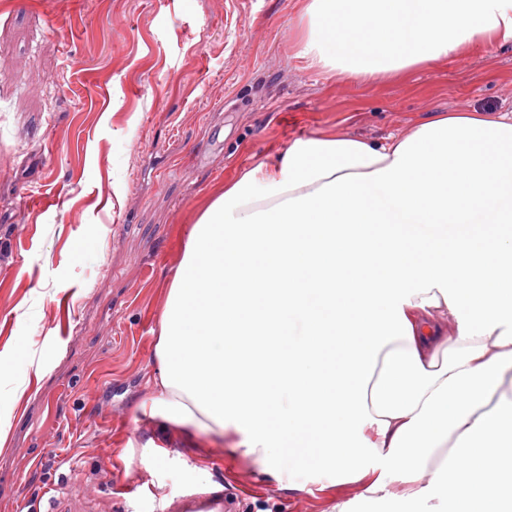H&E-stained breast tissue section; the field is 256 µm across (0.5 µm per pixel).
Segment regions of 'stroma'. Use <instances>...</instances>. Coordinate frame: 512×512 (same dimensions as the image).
I'll use <instances>...</instances> for the list:
<instances>
[{
	"instance_id": "35a3bbf8",
	"label": "stroma",
	"mask_w": 512,
	"mask_h": 512,
	"mask_svg": "<svg viewBox=\"0 0 512 512\" xmlns=\"http://www.w3.org/2000/svg\"><path fill=\"white\" fill-rule=\"evenodd\" d=\"M306 0H0V512H429L383 473L283 486L228 448L147 449L167 279L199 215L244 169L332 130L380 141L438 112L512 111V46L388 82L299 57ZM186 512H223L224 498L215 494H196L186 498L181 505Z\"/></svg>"
}]
</instances>
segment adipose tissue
<instances>
[{"label": "adipose tissue", "mask_w": 512, "mask_h": 512, "mask_svg": "<svg viewBox=\"0 0 512 512\" xmlns=\"http://www.w3.org/2000/svg\"><path fill=\"white\" fill-rule=\"evenodd\" d=\"M300 26V57L375 83L512 45V0H307ZM146 383L167 438L278 481L367 476L381 499L382 468L410 500L512 512V115L318 131L243 171L167 280Z\"/></svg>", "instance_id": "1"}]
</instances>
